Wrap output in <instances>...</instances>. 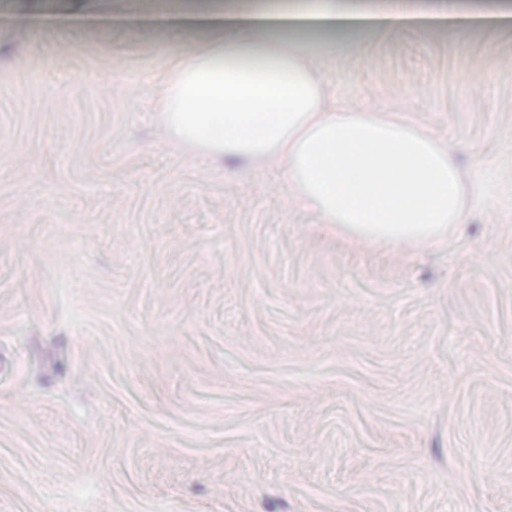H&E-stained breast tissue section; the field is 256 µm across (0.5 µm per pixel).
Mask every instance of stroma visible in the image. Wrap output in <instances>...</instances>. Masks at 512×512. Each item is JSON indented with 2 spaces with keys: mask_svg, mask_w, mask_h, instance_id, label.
Instances as JSON below:
<instances>
[{
  "mask_svg": "<svg viewBox=\"0 0 512 512\" xmlns=\"http://www.w3.org/2000/svg\"><path fill=\"white\" fill-rule=\"evenodd\" d=\"M260 2L0 0V512H512V22L319 61L470 186L378 249L154 118L166 16Z\"/></svg>",
  "mask_w": 512,
  "mask_h": 512,
  "instance_id": "stroma-1",
  "label": "stroma"
}]
</instances>
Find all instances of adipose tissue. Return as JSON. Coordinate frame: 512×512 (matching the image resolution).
Returning a JSON list of instances; mask_svg holds the SVG:
<instances>
[{
	"mask_svg": "<svg viewBox=\"0 0 512 512\" xmlns=\"http://www.w3.org/2000/svg\"><path fill=\"white\" fill-rule=\"evenodd\" d=\"M181 21L214 37L178 56L156 90L157 119L170 142L224 162L277 163L295 205L353 243L432 246L466 222L464 174L446 145L393 113L330 100L314 60L339 44L277 37L288 26L391 30L429 23V16L314 0L236 16L231 41L222 11Z\"/></svg>",
	"mask_w": 512,
	"mask_h": 512,
	"instance_id": "1",
	"label": "adipose tissue"
}]
</instances>
